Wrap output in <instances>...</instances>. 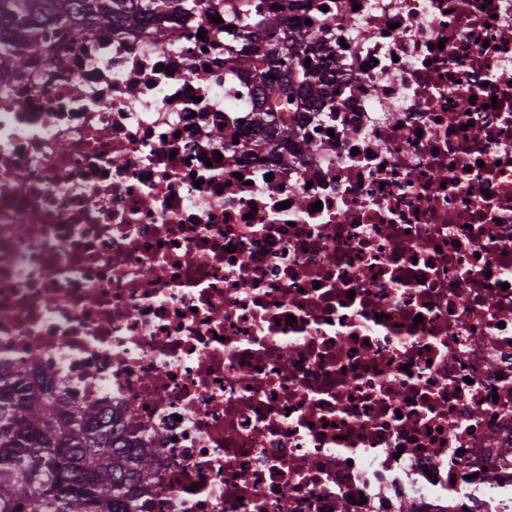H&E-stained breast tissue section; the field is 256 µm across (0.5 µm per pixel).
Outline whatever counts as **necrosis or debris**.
<instances>
[{"label":"necrosis or debris","instance_id":"obj_1","mask_svg":"<svg viewBox=\"0 0 512 512\" xmlns=\"http://www.w3.org/2000/svg\"><path fill=\"white\" fill-rule=\"evenodd\" d=\"M239 27L326 82L288 143ZM0 364L135 410L136 512H512V0H195L0 69Z\"/></svg>","mask_w":512,"mask_h":512}]
</instances>
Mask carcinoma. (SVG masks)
I'll use <instances>...</instances> for the list:
<instances>
[{
  "label": "carcinoma",
  "instance_id": "1",
  "mask_svg": "<svg viewBox=\"0 0 512 512\" xmlns=\"http://www.w3.org/2000/svg\"><path fill=\"white\" fill-rule=\"evenodd\" d=\"M192 2L0 0V63L25 69L47 26L60 32L85 25L132 28L147 14L181 13ZM234 37L241 39L238 64L245 70L261 57L297 55L284 39L259 55L247 38ZM323 93L310 68L291 62L279 81L263 85L254 122L260 127L265 111L305 107ZM152 468V456L126 446L96 402L74 408L0 368V512H134Z\"/></svg>",
  "mask_w": 512,
  "mask_h": 512
}]
</instances>
